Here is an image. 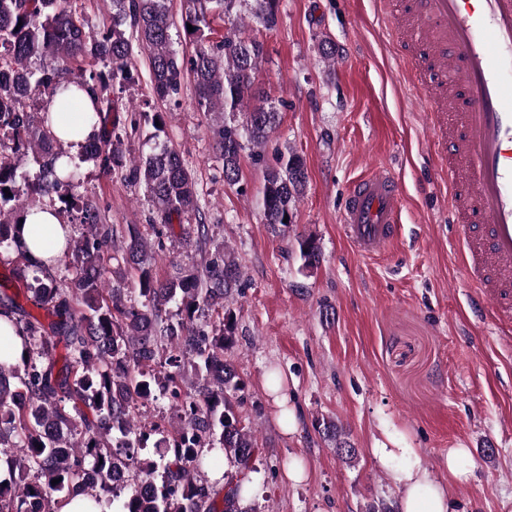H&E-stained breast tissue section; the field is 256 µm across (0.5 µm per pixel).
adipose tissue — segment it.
I'll list each match as a JSON object with an SVG mask.
<instances>
[{
	"label": "adipose tissue",
	"instance_id": "obj_1",
	"mask_svg": "<svg viewBox=\"0 0 512 512\" xmlns=\"http://www.w3.org/2000/svg\"><path fill=\"white\" fill-rule=\"evenodd\" d=\"M19 244L38 263L61 257L65 238L59 219L48 210H28L23 215ZM467 454L464 448L449 449L445 460L448 475L444 478L419 466L393 472L391 478L402 491L399 512H449L453 484L463 476L459 461Z\"/></svg>",
	"mask_w": 512,
	"mask_h": 512
}]
</instances>
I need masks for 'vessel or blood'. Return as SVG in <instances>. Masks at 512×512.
Segmentation results:
<instances>
[{"label": "vessel or blood", "instance_id": "b4317fda", "mask_svg": "<svg viewBox=\"0 0 512 512\" xmlns=\"http://www.w3.org/2000/svg\"><path fill=\"white\" fill-rule=\"evenodd\" d=\"M385 18L440 146L470 302L511 347L512 0H386ZM400 213L398 184L378 167L352 186L341 219L375 255L393 244Z\"/></svg>", "mask_w": 512, "mask_h": 512}]
</instances>
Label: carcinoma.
Here are the masks:
<instances>
[{"label":"carcinoma","instance_id":"cac0c4a2","mask_svg":"<svg viewBox=\"0 0 512 512\" xmlns=\"http://www.w3.org/2000/svg\"><path fill=\"white\" fill-rule=\"evenodd\" d=\"M112 12L90 31L73 0H0V247L12 249L18 269H30L27 310L16 298L0 296V316L23 350L0 359V512H59L76 492L112 506V512H256L242 504L243 484L260 472L262 455L252 427L240 411L246 384L224 357L234 344L237 297L244 294L241 264L229 246H218L199 264H172L164 278L153 272L151 245L137 228L117 235L114 225L85 204L79 224L85 232L66 236L68 275L32 261L18 246L19 218L33 206L60 216L75 206L77 162L91 161L103 174L142 187L155 208L150 227L163 248L174 223L186 241L202 244L213 225L183 156L165 142L124 159L123 131L107 129L116 111L115 89L130 79L139 51L149 62L156 100L175 107L186 83L194 90L195 110L213 119L212 135L220 177L240 182L244 152L265 163L263 148L280 123L287 101L264 99L254 75L263 43L246 34L241 7L266 30L279 22L280 0H183L175 20L171 0H109ZM225 31L213 38V23ZM193 26L188 31L187 25ZM191 52L175 47V38ZM90 92L85 119L99 125L96 136L70 145L50 132L53 117L36 116L27 102L40 95L57 98L59 111L76 109L78 91ZM37 155L32 180L18 172L14 156ZM307 185L303 158L281 153L267 168L263 220L288 230ZM62 206L55 207L56 203ZM193 216L194 224L182 223ZM306 268L319 262L312 237L297 239ZM122 252L137 276L136 288L105 287V252ZM166 399L178 422L141 424L139 407ZM318 434L336 443V453L352 461L356 449L343 426L315 420ZM157 457L141 458L151 437ZM220 451L232 472L210 481L203 461ZM126 479L123 496L111 493L106 477ZM58 480L52 484V480ZM154 481L141 497L139 484Z\"/></svg>","mask_w":512,"mask_h":512}]
</instances>
